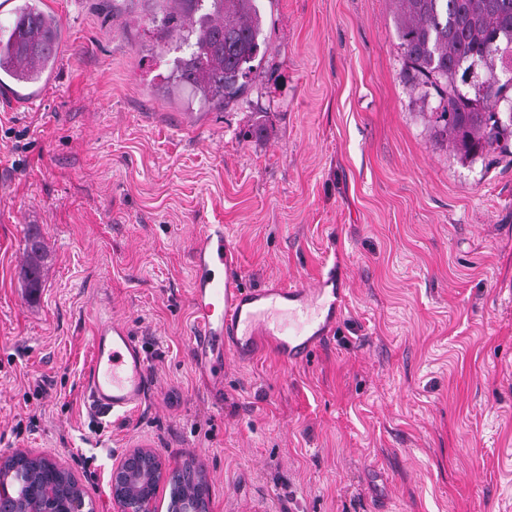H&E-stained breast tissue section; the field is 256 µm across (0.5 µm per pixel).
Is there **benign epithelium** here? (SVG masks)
<instances>
[{"label":"benign epithelium","mask_w":512,"mask_h":512,"mask_svg":"<svg viewBox=\"0 0 512 512\" xmlns=\"http://www.w3.org/2000/svg\"><path fill=\"white\" fill-rule=\"evenodd\" d=\"M130 454L140 459L135 467L120 463L112 469V500L117 512H156V496L142 489L144 479L152 482L156 478V472L146 464L154 452L135 448ZM5 502L14 505V512H84L85 508L84 496L77 487L66 490L52 478L42 480L35 492L25 495L16 482L1 477L0 504Z\"/></svg>","instance_id":"7a95c632"}]
</instances>
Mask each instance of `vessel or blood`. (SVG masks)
Masks as SVG:
<instances>
[{
  "mask_svg": "<svg viewBox=\"0 0 512 512\" xmlns=\"http://www.w3.org/2000/svg\"><path fill=\"white\" fill-rule=\"evenodd\" d=\"M342 270L331 266L312 288L278 284L246 287L239 258L223 225H211L193 251L190 340L194 368L209 358H251L262 342L288 365L306 363L328 339L343 304ZM92 359L82 378L91 411L122 416L140 408L151 389L142 343L119 319L99 321L92 331Z\"/></svg>",
  "mask_w": 512,
  "mask_h": 512,
  "instance_id": "1",
  "label": "vessel or blood"
}]
</instances>
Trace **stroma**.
<instances>
[{"label": "stroma", "instance_id": "obj_1", "mask_svg": "<svg viewBox=\"0 0 512 512\" xmlns=\"http://www.w3.org/2000/svg\"><path fill=\"white\" fill-rule=\"evenodd\" d=\"M70 52L43 100L0 101V456L69 470L114 512L150 446L200 465L210 512H512V155L461 159L403 76L395 0H259L260 53L222 110L168 100L151 0H43ZM49 254L22 288L25 232ZM220 224L244 282L341 261L333 337L304 366L192 364V248ZM104 315L143 344L139 411L99 418Z\"/></svg>", "mask_w": 512, "mask_h": 512}]
</instances>
